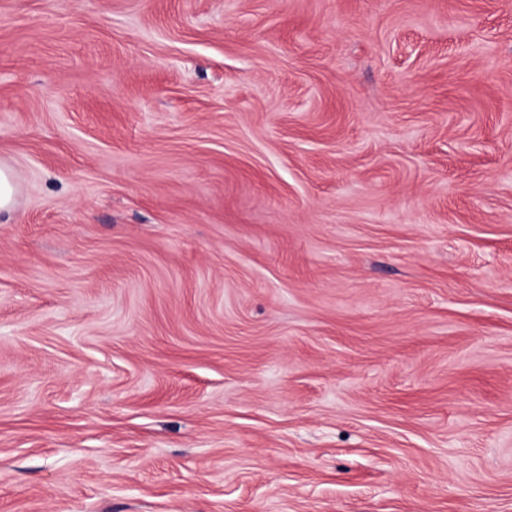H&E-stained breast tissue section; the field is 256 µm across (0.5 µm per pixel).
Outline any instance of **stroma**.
I'll list each match as a JSON object with an SVG mask.
<instances>
[{
    "instance_id": "35a3bbf8",
    "label": "stroma",
    "mask_w": 512,
    "mask_h": 512,
    "mask_svg": "<svg viewBox=\"0 0 512 512\" xmlns=\"http://www.w3.org/2000/svg\"><path fill=\"white\" fill-rule=\"evenodd\" d=\"M0 512H512V0H0ZM16 194L17 185L11 171L0 166V215L11 211Z\"/></svg>"
}]
</instances>
